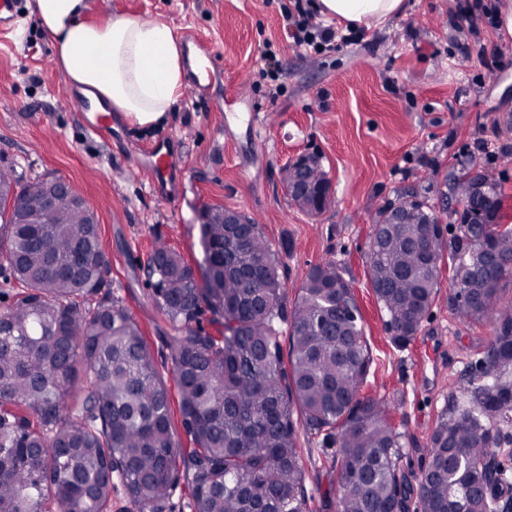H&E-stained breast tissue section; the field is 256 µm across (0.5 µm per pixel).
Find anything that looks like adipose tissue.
Segmentation results:
<instances>
[{
  "label": "adipose tissue",
  "mask_w": 512,
  "mask_h": 512,
  "mask_svg": "<svg viewBox=\"0 0 512 512\" xmlns=\"http://www.w3.org/2000/svg\"><path fill=\"white\" fill-rule=\"evenodd\" d=\"M321 14L371 27L399 15L404 0H319ZM87 0H35L39 26L51 38L71 85L100 111L142 127L161 123L182 94L185 55L172 27L151 16L85 18Z\"/></svg>",
  "instance_id": "ef3b65f1"
}]
</instances>
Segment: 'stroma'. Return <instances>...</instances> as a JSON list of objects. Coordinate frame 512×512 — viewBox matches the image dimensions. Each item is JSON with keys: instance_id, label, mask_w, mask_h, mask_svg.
Here are the masks:
<instances>
[{"instance_id": "35a3bbf8", "label": "stroma", "mask_w": 512, "mask_h": 512, "mask_svg": "<svg viewBox=\"0 0 512 512\" xmlns=\"http://www.w3.org/2000/svg\"><path fill=\"white\" fill-rule=\"evenodd\" d=\"M286 0H88L87 17L157 16L175 34L190 31L224 54V76L211 97L182 93L166 120L143 128L121 118L120 141L90 136L81 113L67 106L63 68L53 63L50 38L35 16L0 35V169L24 178L62 177L94 209L108 261L112 293L131 311L168 378L161 339L172 328L153 304L143 267L156 241L167 242L190 266L202 259L198 213L219 205L255 219L278 252L288 298H295L314 265L336 262L360 308L370 344V374L361 398L387 403L403 435L401 470L417 481L431 436L458 388L478 375L493 327L460 322L448 307V268L414 338L402 348L367 276L366 256L379 207L405 192L428 201L445 238L458 230L461 209L451 192L464 171L492 176L512 216V38L482 23L471 33L452 0H406L403 14L363 31L343 49L302 53L282 27ZM275 55V76L261 74ZM493 59V67L480 57ZM244 80L252 110L268 115L253 146L224 133L212 102ZM277 97H270V90ZM187 165L172 205L155 201L150 177L124 167L165 136ZM299 153L319 156L332 186L329 206L316 215L294 206L281 169ZM305 470V512H336L338 447L297 430Z\"/></svg>"}]
</instances>
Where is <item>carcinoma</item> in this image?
I'll return each instance as SVG.
<instances>
[{"label": "carcinoma", "mask_w": 512, "mask_h": 512, "mask_svg": "<svg viewBox=\"0 0 512 512\" xmlns=\"http://www.w3.org/2000/svg\"><path fill=\"white\" fill-rule=\"evenodd\" d=\"M482 174L464 172L454 192L477 201ZM44 180L20 183L0 169V273L21 286L0 312V512H110L118 478L139 512H164L181 481L191 512H305L296 427L339 445L337 512H408L399 468L402 434L385 402L359 396L370 354L350 284L336 263L309 270L292 309L278 253L257 222L227 224L209 207L199 225L202 280L160 245L145 266L154 305L176 334L165 348L178 388L180 446L166 381L130 310L108 290L94 212L65 203L38 224ZM462 210L453 242L426 213L392 223L376 212L369 282L393 340L414 338L438 294L448 259V307L464 322L490 319L494 336L478 378L459 386L463 405L427 448L417 512H505L512 485L487 483L512 422V227L499 224L503 195ZM224 326L213 336L202 317ZM289 322L288 349L278 324ZM87 384L75 387L78 371Z\"/></svg>", "instance_id": "cac0c4a2"}]
</instances>
